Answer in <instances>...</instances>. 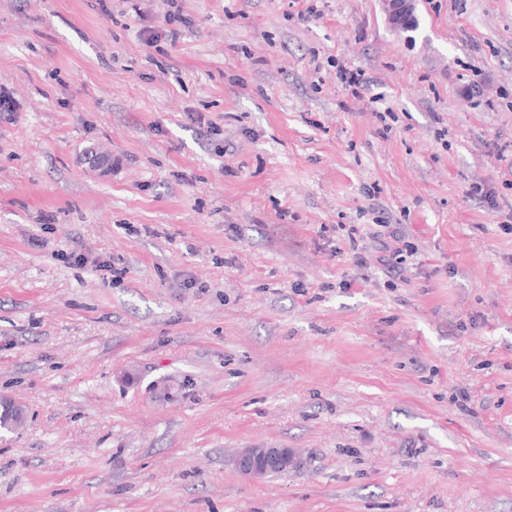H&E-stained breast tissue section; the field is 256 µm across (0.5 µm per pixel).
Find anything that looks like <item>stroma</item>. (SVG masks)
Here are the masks:
<instances>
[{
    "label": "stroma",
    "mask_w": 512,
    "mask_h": 512,
    "mask_svg": "<svg viewBox=\"0 0 512 512\" xmlns=\"http://www.w3.org/2000/svg\"><path fill=\"white\" fill-rule=\"evenodd\" d=\"M304 8L0 0V512H512V0ZM389 22L396 28L404 29L415 16L414 0H381ZM336 78L340 81L347 93L355 99L363 97V92L370 82L369 78L364 76L362 70L347 68L344 65H340L337 68ZM296 464V455L288 448H246L235 460L237 470L254 482L266 479L271 469L278 471L269 476L288 472Z\"/></svg>",
    "instance_id": "stroma-1"
}]
</instances>
